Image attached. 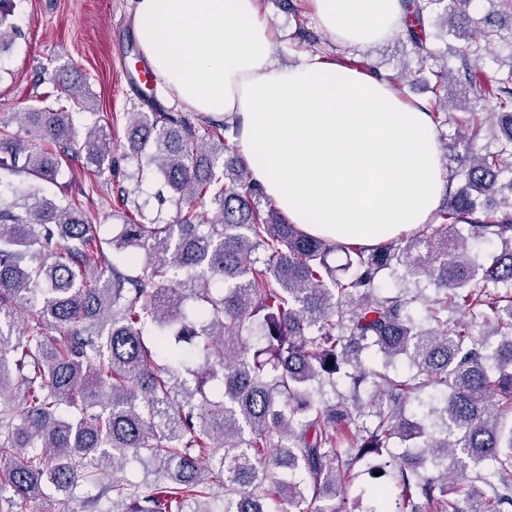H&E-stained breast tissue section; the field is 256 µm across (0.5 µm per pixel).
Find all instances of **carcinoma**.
I'll list each match as a JSON object with an SVG mask.
<instances>
[{
  "label": "carcinoma",
  "mask_w": 512,
  "mask_h": 512,
  "mask_svg": "<svg viewBox=\"0 0 512 512\" xmlns=\"http://www.w3.org/2000/svg\"><path fill=\"white\" fill-rule=\"evenodd\" d=\"M470 2L404 0L436 123L448 71L433 70L427 29L436 13L451 31L468 23ZM13 11L0 0V48ZM455 51L458 83L495 109L502 138L461 164L431 223L377 245L288 223L229 126L192 112L131 118L129 153L170 192L171 224L129 215L106 241L37 184L0 192V486L66 493L146 455L160 474L149 489L109 487L124 512H216L215 485L224 512H512V196L496 200L512 192V72L487 79L469 41ZM73 117L63 104L14 113L26 137L0 130V172L54 180L79 152ZM81 144L88 164L115 166L102 127ZM471 238L500 250L476 259ZM398 267L403 286L380 296L378 275ZM420 277L428 299L405 286ZM358 465L386 481L354 486Z\"/></svg>",
  "instance_id": "carcinoma-1"
}]
</instances>
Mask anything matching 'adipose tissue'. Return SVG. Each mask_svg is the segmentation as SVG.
Wrapping results in <instances>:
<instances>
[{
	"instance_id": "adipose-tissue-1",
	"label": "adipose tissue",
	"mask_w": 512,
	"mask_h": 512,
	"mask_svg": "<svg viewBox=\"0 0 512 512\" xmlns=\"http://www.w3.org/2000/svg\"><path fill=\"white\" fill-rule=\"evenodd\" d=\"M342 45L402 31L401 0H311ZM149 67L186 111L223 118L254 181L304 232L376 245L428 223L447 188L426 106L388 79L308 54L274 61L257 0H133Z\"/></svg>"
}]
</instances>
